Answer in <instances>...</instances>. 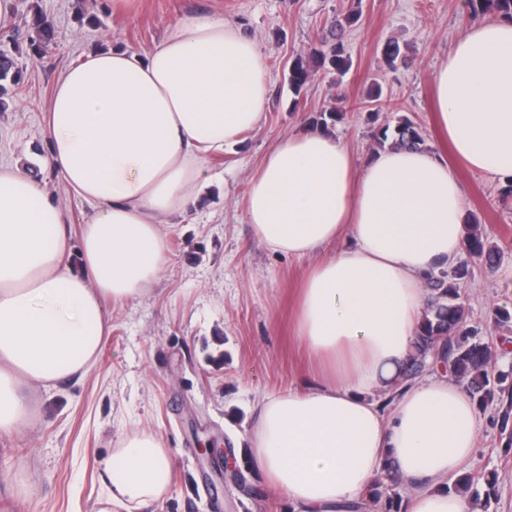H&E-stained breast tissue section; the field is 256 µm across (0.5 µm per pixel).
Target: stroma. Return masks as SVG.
I'll use <instances>...</instances> for the list:
<instances>
[{
    "instance_id": "obj_1",
    "label": "stroma",
    "mask_w": 512,
    "mask_h": 512,
    "mask_svg": "<svg viewBox=\"0 0 512 512\" xmlns=\"http://www.w3.org/2000/svg\"><path fill=\"white\" fill-rule=\"evenodd\" d=\"M361 17L344 35L352 59L343 76L314 73L301 94L288 86L292 60L308 52L317 32L352 7ZM215 13L241 24L261 46L269 100L260 124L231 150L211 157L209 182L169 241V261L142 298L107 304L110 330L98 363L83 379L29 392L32 426L0 437V512H102L101 474L121 436L147 427L173 459V482L147 512H289L287 501L248 470L238 435L260 402L296 385L308 360L295 331L297 288L310 259L271 251L249 224V178L264 155L327 105L342 110L332 130L358 157L380 149L379 127L409 118L425 149L449 154L434 106L433 75L469 24L466 0H137L130 15L111 0H10L0 16V51L18 58L20 84H6L0 112V162L37 169L45 153L43 114L54 82L93 49L143 52L167 26L189 15ZM41 16L55 29V48L32 56L27 26ZM398 40L405 64L389 69L383 50ZM380 84L386 108L370 120L362 106ZM466 209L498 242L494 273L475 266L463 286L473 318L485 322L512 307V199L501 200L492 174L460 170ZM497 404L482 411L479 447L469 472H496L487 512H512V456L501 453L491 423ZM245 468L247 488L224 475V456ZM35 491L22 503L8 491L16 464Z\"/></svg>"
}]
</instances>
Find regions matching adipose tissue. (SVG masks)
Wrapping results in <instances>:
<instances>
[{
    "mask_svg": "<svg viewBox=\"0 0 512 512\" xmlns=\"http://www.w3.org/2000/svg\"><path fill=\"white\" fill-rule=\"evenodd\" d=\"M434 84L450 155L396 147L362 159L333 131L304 124L250 177L246 214L258 238L319 257L295 324L316 368L265 398L240 441L292 512H362V492L387 461L410 489L405 512H472L448 479L475 451L478 409L448 376L399 379L425 280L464 253L455 165L512 178V19L469 27ZM268 97L260 48L220 15L177 20L144 53H86L59 76L41 162L91 211L71 233L37 179L0 163V436L32 421L30 388L94 368L109 327L104 299L136 300L158 279L171 220L195 203L207 159L260 123ZM112 459L103 483L120 512L168 491L173 463L159 433L122 436Z\"/></svg>",
    "mask_w": 512,
    "mask_h": 512,
    "instance_id": "obj_1",
    "label": "adipose tissue"
}]
</instances>
